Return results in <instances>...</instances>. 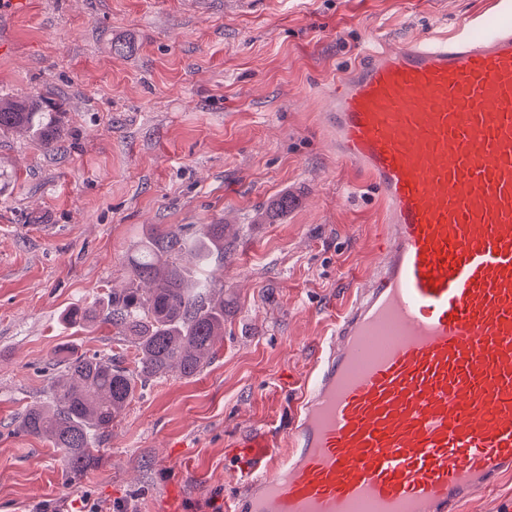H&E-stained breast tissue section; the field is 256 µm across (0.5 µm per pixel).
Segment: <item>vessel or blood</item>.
<instances>
[{
    "label": "vessel or blood",
    "mask_w": 512,
    "mask_h": 512,
    "mask_svg": "<svg viewBox=\"0 0 512 512\" xmlns=\"http://www.w3.org/2000/svg\"><path fill=\"white\" fill-rule=\"evenodd\" d=\"M379 41L324 94L337 159L383 207L378 272L339 313L278 452H227L230 512H449L512 475V0Z\"/></svg>",
    "instance_id": "obj_1"
}]
</instances>
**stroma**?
<instances>
[{
	"mask_svg": "<svg viewBox=\"0 0 512 512\" xmlns=\"http://www.w3.org/2000/svg\"><path fill=\"white\" fill-rule=\"evenodd\" d=\"M31 2L0 11V96L59 113L61 134L50 150L0 132V512H219L240 493L225 441L285 438L321 340L373 272L381 206L331 153L319 91L376 38L460 28L482 0ZM281 193L295 207L259 223ZM217 222L223 343L195 377L137 390L97 465L69 477L21 418L63 357L118 348L67 311L129 287L152 228L191 244Z\"/></svg>",
	"mask_w": 512,
	"mask_h": 512,
	"instance_id": "35a3bbf8",
	"label": "stroma"
}]
</instances>
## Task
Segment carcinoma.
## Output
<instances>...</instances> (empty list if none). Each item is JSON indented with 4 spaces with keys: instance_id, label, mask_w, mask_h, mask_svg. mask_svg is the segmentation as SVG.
I'll list each match as a JSON object with an SVG mask.
<instances>
[{
    "instance_id": "carcinoma-1",
    "label": "carcinoma",
    "mask_w": 512,
    "mask_h": 512,
    "mask_svg": "<svg viewBox=\"0 0 512 512\" xmlns=\"http://www.w3.org/2000/svg\"><path fill=\"white\" fill-rule=\"evenodd\" d=\"M17 128L32 131L51 149L59 138V117L26 100L0 98V131ZM292 205V197L282 195L267 216H285ZM224 241V225H204L194 246L198 261L224 258ZM183 249L177 234L153 229L128 257L133 285L112 291L102 310L92 305L70 312L72 323L97 319L112 327L113 341L134 349L130 366L115 355L62 360L49 401L30 408L20 421L21 431L60 449L72 477L95 463L100 437L137 387L173 372L185 378L196 375L224 337V292L211 288L203 267L193 271L179 263Z\"/></svg>"
}]
</instances>
